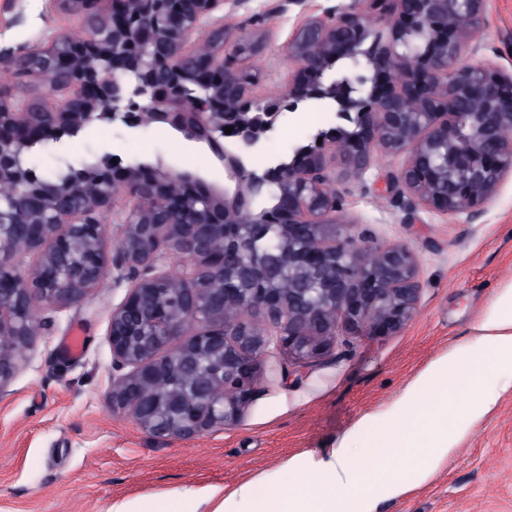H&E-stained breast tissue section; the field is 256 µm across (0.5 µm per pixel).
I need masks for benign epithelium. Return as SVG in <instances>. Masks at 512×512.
Here are the masks:
<instances>
[{"mask_svg": "<svg viewBox=\"0 0 512 512\" xmlns=\"http://www.w3.org/2000/svg\"><path fill=\"white\" fill-rule=\"evenodd\" d=\"M86 35L45 47L0 50L53 98L0 106V395L26 357L37 313L99 287L108 233L98 215L121 203L112 308V407L159 438H190L236 421L275 349L320 359L343 325L360 336L398 332L416 313L417 259L403 244L358 247L336 221L344 183L373 153L404 154L385 189L407 210L427 205L479 219L512 176V74L461 66L475 54L462 16L485 0H394L383 38L367 44L359 2L329 21L310 19L288 43L304 79L288 104L253 95L224 61V0H105ZM236 56L259 43L231 42ZM314 101L350 127L319 129L288 161L261 171L246 157L284 111ZM168 126L207 144L224 186L113 163L59 191L23 163L38 143H60L94 124ZM232 133H225L226 128ZM189 263L178 275L164 258ZM39 256L20 278L9 258ZM288 275L292 288L275 286Z\"/></svg>", "mask_w": 512, "mask_h": 512, "instance_id": "benign-epithelium-1", "label": "benign epithelium"}]
</instances>
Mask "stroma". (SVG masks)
<instances>
[{"mask_svg":"<svg viewBox=\"0 0 512 512\" xmlns=\"http://www.w3.org/2000/svg\"><path fill=\"white\" fill-rule=\"evenodd\" d=\"M350 0H224V24L257 38L246 59L261 98L286 97L296 68L288 41L309 18L328 19ZM87 31L86 14L64 0H0V49L45 46L62 32ZM469 64L512 71V0H486ZM335 122L311 105L285 113L250 165L290 159L296 145ZM110 153L123 164L162 161L207 182L224 169L201 143L151 126L136 131L97 125L46 146L36 157L52 173L59 158L79 162ZM405 155L375 154L361 179L348 184L339 217L357 244L408 245L418 258L421 301L399 332L337 336L333 351L307 364L269 357L255 393L234 424L191 439H159L112 410L113 306L127 293L104 279L76 303L41 315L26 359L0 399V512H112L124 500L161 498L186 489H228L245 479L287 481L288 458L336 447L364 414H381L436 360L471 345L474 329L496 297L512 286V178L475 223L420 205L405 213L385 190ZM80 327L83 354L64 348ZM376 512H512V387L458 441L455 451L409 493L379 502Z\"/></svg>","mask_w":512,"mask_h":512,"instance_id":"stroma-1","label":"stroma"}]
</instances>
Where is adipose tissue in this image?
<instances>
[{
	"label": "adipose tissue",
	"mask_w": 512,
	"mask_h": 512,
	"mask_svg": "<svg viewBox=\"0 0 512 512\" xmlns=\"http://www.w3.org/2000/svg\"><path fill=\"white\" fill-rule=\"evenodd\" d=\"M492 356L512 357L511 288L491 305L473 345L435 361L384 416L363 415L321 457L289 458L287 485L245 480L228 490L188 489L167 502V512H374L377 500L425 481L490 410L486 397L457 413L455 395L474 387L480 363ZM341 484L358 490L351 508L331 493Z\"/></svg>",
	"instance_id": "obj_1"
}]
</instances>
